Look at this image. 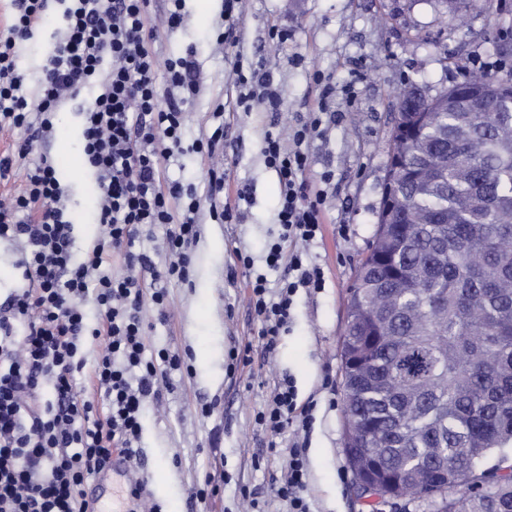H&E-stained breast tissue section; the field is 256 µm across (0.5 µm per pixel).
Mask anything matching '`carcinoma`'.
<instances>
[{
  "instance_id": "1",
  "label": "carcinoma",
  "mask_w": 512,
  "mask_h": 512,
  "mask_svg": "<svg viewBox=\"0 0 512 512\" xmlns=\"http://www.w3.org/2000/svg\"><path fill=\"white\" fill-rule=\"evenodd\" d=\"M466 81L498 111L440 98L391 152L411 156L377 213L341 336L346 447L366 441L393 495L453 478L441 512H512V83Z\"/></svg>"
}]
</instances>
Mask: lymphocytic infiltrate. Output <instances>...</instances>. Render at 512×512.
<instances>
[{"label": "lymphocytic infiltrate", "instance_id": "lymphocytic-infiltrate-1", "mask_svg": "<svg viewBox=\"0 0 512 512\" xmlns=\"http://www.w3.org/2000/svg\"><path fill=\"white\" fill-rule=\"evenodd\" d=\"M48 0H12L13 15L0 36V119L23 131L19 155L54 132L58 108L75 89L107 79L84 112L85 163L101 189L98 219L106 236L83 259L71 249L72 226L63 218L62 191L47 156L28 168L22 188L0 202V239L26 250L30 283L0 307V512H92L84 486L112 465L113 455H139L144 403L158 396V375L179 365L176 356L144 357L142 295L151 286L158 313L166 311V284L188 275L189 255L198 236L200 203L193 185L162 181L160 160L182 149L187 105L199 91V64L185 55L168 65L166 93L156 87L157 64L145 46L148 0H68L66 31L42 67L36 95L15 66L18 44L43 25ZM324 105L288 129L287 137L267 136L263 154L282 186L279 240L267 255L271 266L287 263L276 297L264 276L248 283L249 304L262 323L266 351L277 345L298 288L321 289L322 268L304 245L322 234L326 187L307 178V145L323 124ZM183 202L173 216L172 202ZM167 224L174 256L165 273L150 257L135 252L143 227ZM139 267L136 276L117 278L105 269L112 258ZM93 297L102 312L99 327L87 328L81 304ZM27 324L12 334L15 319ZM104 338L95 361L84 358L85 336ZM88 373L100 400L75 392L76 376ZM292 379L283 380L270 404L257 415L271 435L288 427L309 432L312 405H298ZM306 444L288 450V475L276 495L288 512H311L304 458Z\"/></svg>", "mask_w": 512, "mask_h": 512}]
</instances>
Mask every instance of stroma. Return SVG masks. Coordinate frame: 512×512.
Returning <instances> with one entry per match:
<instances>
[{
  "label": "stroma",
  "mask_w": 512,
  "mask_h": 512,
  "mask_svg": "<svg viewBox=\"0 0 512 512\" xmlns=\"http://www.w3.org/2000/svg\"><path fill=\"white\" fill-rule=\"evenodd\" d=\"M165 0H150L148 48L166 87L168 62L193 52L203 82L187 106L183 153L162 160L165 180L193 183L200 199V236L192 250L185 282L167 288V319L158 321L151 289H144L145 354L159 350L179 355L182 367L160 375L158 398L142 412L141 454L129 475L144 480L147 502L160 512H288L275 489L287 473L288 446L283 433L277 447L255 416L270 401L278 383L294 378L299 399L314 405L306 449L308 495L312 512H371L352 492L344 444L346 427L341 383L340 340L349 288L376 230L384 193L385 167L405 82L435 94L468 77L474 59L502 61L494 75L512 77V0H459L448 15L440 0H243L233 13L235 38L217 43L224 0H184L178 28L161 21ZM501 24L491 27L487 10ZM62 0H51L48 19L19 47L18 66L30 89H37L41 67L63 24ZM290 32L279 49L268 47V31ZM272 75L278 111L254 104L244 111L234 83L235 63ZM321 71L332 93L327 111L334 120L308 145L307 173L318 181L334 175L325 204L322 240L309 245L312 260L325 274L323 289L299 290L288 326L272 356L258 338L260 322L248 302L247 282L265 274L269 288L286 275V265L269 268V247L278 241L281 186L262 154L267 134L287 135L294 120L306 115L320 89L312 71ZM100 84L76 91L57 114L53 135L39 153L58 163L67 201L65 220L73 226L72 251L82 257L103 234L95 207L99 192L93 171L82 159V112ZM223 109L227 135L224 170L230 190L247 188L231 221L218 223L208 171L213 161L192 151L193 142L211 130L212 114ZM216 492L197 503L194 491Z\"/></svg>",
  "instance_id": "obj_1"
}]
</instances>
